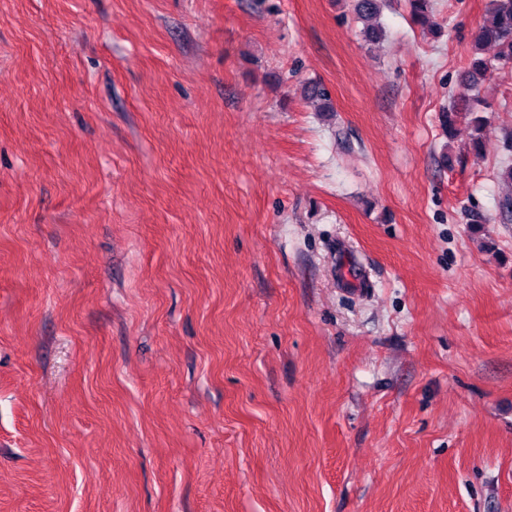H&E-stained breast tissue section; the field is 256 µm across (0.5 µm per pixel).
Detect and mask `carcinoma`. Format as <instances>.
Listing matches in <instances>:
<instances>
[{
  "label": "carcinoma",
  "mask_w": 512,
  "mask_h": 512,
  "mask_svg": "<svg viewBox=\"0 0 512 512\" xmlns=\"http://www.w3.org/2000/svg\"><path fill=\"white\" fill-rule=\"evenodd\" d=\"M382 0H354L357 16L366 22L364 38L367 42H376L383 36L378 22ZM412 17L415 22L425 25L429 22L431 0H409ZM487 45L497 48L491 59L477 58L464 72L458 103L441 113V124L453 131L457 120L468 115L470 102L479 101L482 84L494 69L512 64V0H490L488 18L474 37V46L478 50Z\"/></svg>",
  "instance_id": "obj_1"
}]
</instances>
